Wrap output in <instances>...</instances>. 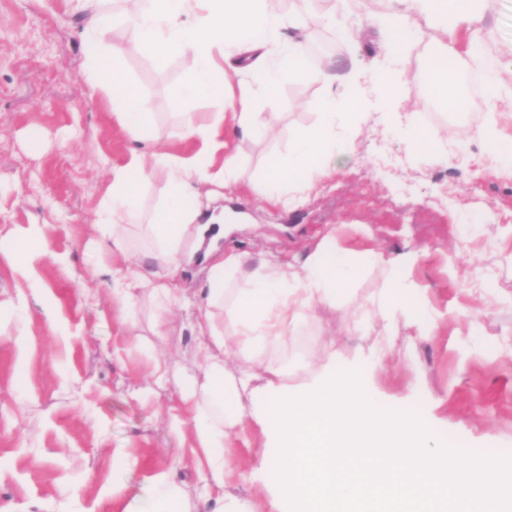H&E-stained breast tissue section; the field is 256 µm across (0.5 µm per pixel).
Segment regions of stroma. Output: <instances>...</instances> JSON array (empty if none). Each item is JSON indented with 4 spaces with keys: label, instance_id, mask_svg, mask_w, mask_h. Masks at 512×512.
<instances>
[{
    "label": "stroma",
    "instance_id": "stroma-1",
    "mask_svg": "<svg viewBox=\"0 0 512 512\" xmlns=\"http://www.w3.org/2000/svg\"><path fill=\"white\" fill-rule=\"evenodd\" d=\"M483 7L482 58L501 76L512 63V0ZM385 9L384 0H355L346 31L309 27L313 77L284 80L272 102L256 91V108L273 112L274 128L246 139L225 134L214 161L238 155L244 179L215 200L224 222L208 234L219 249L244 253L249 269L261 258L303 264L329 233L355 257L417 253L405 272L417 286L411 306L438 327L428 335L401 329L393 358L367 382L390 407L417 408L449 462L498 448L512 473V172L491 166L482 139L487 132L512 147V108L473 98L462 112L442 110L422 80L427 48L412 46L398 123L367 106L348 161L301 203L273 206L259 194L267 158L288 152L295 133L318 120V72L385 68L381 35L366 24ZM83 30L68 0H0V242L21 240L31 257L25 265L0 252V299L8 303L0 310V512H133L155 492L156 474L172 468L191 512H213L198 481L204 453L189 406L176 386L145 383L159 358L198 374L192 304L208 264L198 256L176 274L190 306L163 316L146 294L125 318L110 275L123 256L102 248L92 219L109 167L128 164L135 144L86 82ZM183 67L179 57L123 61L155 137L190 159L201 146L184 137L185 122L229 105L172 100L168 88ZM399 123L448 137L412 153ZM389 276L386 265H370L336 310L307 314L255 353L253 369H278L289 387L303 386L329 345L340 365H365L375 338L352 321ZM275 454L255 427L226 437L225 499L250 497L252 470Z\"/></svg>",
    "mask_w": 512,
    "mask_h": 512
}]
</instances>
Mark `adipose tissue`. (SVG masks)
<instances>
[{"mask_svg":"<svg viewBox=\"0 0 512 512\" xmlns=\"http://www.w3.org/2000/svg\"><path fill=\"white\" fill-rule=\"evenodd\" d=\"M388 11L376 19L383 39L380 52L398 58L411 44L423 40L426 29L450 26L469 37L466 52L454 43L441 42L427 60L425 80L432 98L449 108L463 101L460 68L465 57L480 51L479 35L484 16L478 0H386ZM283 0H128L121 18L97 13L84 36L87 51L86 81L105 92L116 119L131 138L151 140L150 114L126 77L121 60L147 56L159 61L177 56L185 66L170 87L174 101L201 97L230 99L231 116L207 113L205 119L188 120L184 137L202 144L193 160H180L154 152L135 155L130 164L110 170V184L95 217L113 247L122 248L123 225L146 221L152 255L168 269L167 275L148 277L134 262L113 267L122 307L134 308L143 294H151L162 308L182 303L184 296L169 279L182 260L193 259L187 241L202 215L199 207L208 186L231 188L242 178L237 155L225 156L221 166L206 160L223 150L220 138L225 125L239 136L268 126L270 116L255 107V90L263 88L275 98L288 78L310 76L305 43L284 38V30L305 26L306 18L289 14ZM122 28L121 43H111L114 28ZM329 87L315 108L318 123L296 133L292 148L272 156L262 177L267 199L281 202L288 194H301L313 184L314 175L335 171L346 155L336 142L337 133L353 140L358 132L364 102L349 90L337 100L336 76H322ZM168 173V190L150 216H142L139 185L155 171ZM369 252L359 260L337 248L329 238L318 245L306 263L295 266L265 261L261 269L243 277L232 300L224 298V282L240 271L244 258L229 253L215 258L209 269L204 296L195 315V328L207 342L199 352L201 379L182 380L174 365L156 361V385L177 383L185 400L203 392L207 404L197 407L195 435L207 454L204 480L210 490L224 489V437L243 425L247 416L243 394L262 393L271 413L253 418L277 455L255 468L252 476L271 494L274 512H440L444 503L456 512H493L512 506V478L499 477L500 459L483 456L449 465L444 449L433 445L420 420L395 414L378 394L364 385L362 374L336 367L333 352H326L319 379L312 386L290 389L279 373H272L263 388H256L255 374L246 364L249 351L286 336L300 316L320 308L335 307L345 287L356 280L366 264L382 262ZM415 285L391 279L370 301L361 322H382L391 330L392 316L406 309ZM224 309L223 325L214 322L216 307ZM223 348L240 365L229 376L224 361L213 353Z\"/></svg>","mask_w":512,"mask_h":512,"instance_id":"adipose-tissue-1","label":"adipose tissue"}]
</instances>
